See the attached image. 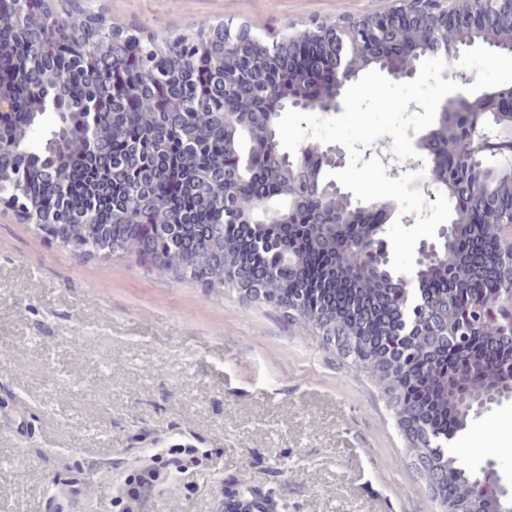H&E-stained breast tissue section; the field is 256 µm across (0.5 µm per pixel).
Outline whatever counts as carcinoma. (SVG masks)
Listing matches in <instances>:
<instances>
[{
    "instance_id": "obj_1",
    "label": "carcinoma",
    "mask_w": 512,
    "mask_h": 512,
    "mask_svg": "<svg viewBox=\"0 0 512 512\" xmlns=\"http://www.w3.org/2000/svg\"><path fill=\"white\" fill-rule=\"evenodd\" d=\"M4 13L24 18L20 29L10 28L13 54L9 82L0 89L17 95L24 83L43 87L45 103L0 120V193L15 196L21 221L31 216L40 234L65 243L79 258L133 259L164 278L189 279L206 288L231 287L248 272L269 282L259 303L279 310L289 320L321 334L328 321L331 298L322 284L336 285V270L310 285L303 282L297 262L303 242L323 247L332 259L344 264L343 280L354 285L360 299L350 312L341 313L333 329L347 333L348 349L342 355L369 372L386 399L397 398L429 441L424 448H410L414 456L428 454L442 470L432 489L440 503L454 498L463 482L457 460H448V436L462 431L456 398L512 382V349L495 335L483 319L475 293L457 290L451 301L461 322L484 347L499 354L496 363L480 353L484 378L453 377L448 365V343L438 341L437 351L426 355L423 337L402 334L400 326L380 330L364 302L385 298L404 306V292L396 279L364 272L358 253L336 239L329 225L336 211L326 210L321 223H310L303 204L316 190L311 183L291 197L280 192L279 181L288 179L281 154L266 147L269 128L254 111L265 95L262 80L236 100L248 115L249 129L224 128L225 73L249 72L254 50L246 45L237 59L224 61V44L203 28L187 39L167 45V31L128 34L120 18L100 23L93 39L113 46L103 62H90L77 50L92 18L71 6L69 16H55L44 0H3ZM41 35L54 40L53 54L39 65L23 66L35 52ZM108 101L96 112L97 138L84 140L81 112L84 103ZM174 210L179 220L166 224L160 210ZM293 210L298 228L288 235L287 224H239V212L251 211L260 219L269 210ZM226 227L214 236L208 225ZM441 273L475 274L457 254L448 251ZM430 270L420 276L418 295L426 314L444 306Z\"/></svg>"
}]
</instances>
